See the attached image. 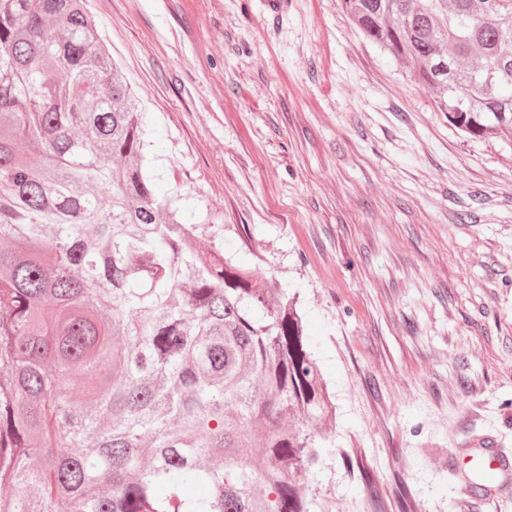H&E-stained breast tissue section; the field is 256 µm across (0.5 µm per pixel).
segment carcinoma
<instances>
[{"instance_id":"cac0c4a2","label":"carcinoma","mask_w":512,"mask_h":512,"mask_svg":"<svg viewBox=\"0 0 512 512\" xmlns=\"http://www.w3.org/2000/svg\"><path fill=\"white\" fill-rule=\"evenodd\" d=\"M339 9L466 138L512 134V0ZM146 127L82 0H0V512H314L298 297L158 198Z\"/></svg>"}]
</instances>
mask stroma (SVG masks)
<instances>
[{"instance_id": "stroma-1", "label": "stroma", "mask_w": 512, "mask_h": 512, "mask_svg": "<svg viewBox=\"0 0 512 512\" xmlns=\"http://www.w3.org/2000/svg\"><path fill=\"white\" fill-rule=\"evenodd\" d=\"M86 0L186 223L299 292L336 407L317 512H503L512 456V139L468 142L336 0ZM461 477L466 489L484 500L496 501L512 480V459L485 442H473L462 452Z\"/></svg>"}]
</instances>
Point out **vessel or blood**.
<instances>
[{
	"mask_svg": "<svg viewBox=\"0 0 512 512\" xmlns=\"http://www.w3.org/2000/svg\"><path fill=\"white\" fill-rule=\"evenodd\" d=\"M462 456L461 477L472 495L493 501L503 487L512 484V459L500 455L489 444L471 443Z\"/></svg>",
	"mask_w": 512,
	"mask_h": 512,
	"instance_id": "1",
	"label": "vessel or blood"
}]
</instances>
